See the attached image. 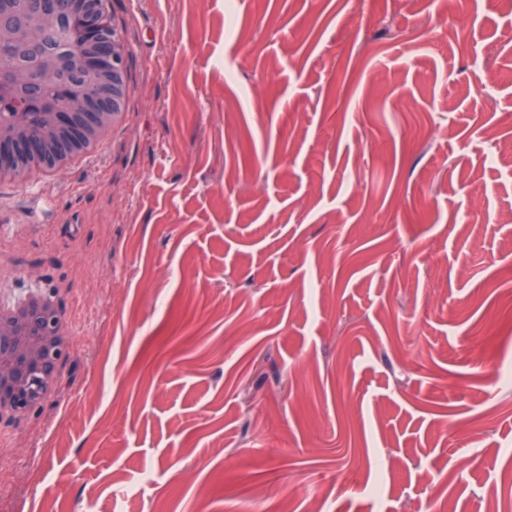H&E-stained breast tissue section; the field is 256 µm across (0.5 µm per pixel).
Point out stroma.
I'll return each instance as SVG.
<instances>
[{
  "label": "stroma",
  "mask_w": 512,
  "mask_h": 512,
  "mask_svg": "<svg viewBox=\"0 0 512 512\" xmlns=\"http://www.w3.org/2000/svg\"><path fill=\"white\" fill-rule=\"evenodd\" d=\"M124 126L0 184L55 295L0 512H512V0H108Z\"/></svg>",
  "instance_id": "obj_1"
}]
</instances>
